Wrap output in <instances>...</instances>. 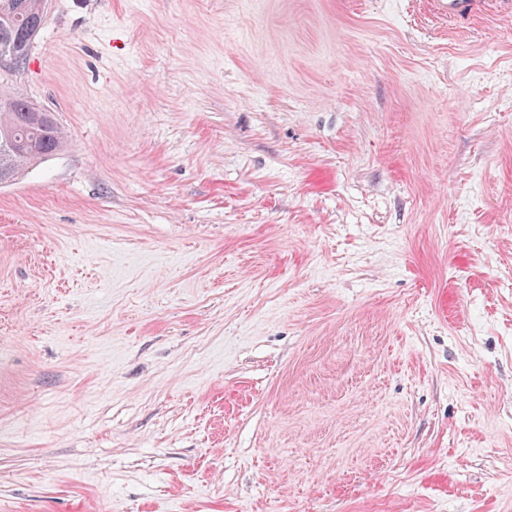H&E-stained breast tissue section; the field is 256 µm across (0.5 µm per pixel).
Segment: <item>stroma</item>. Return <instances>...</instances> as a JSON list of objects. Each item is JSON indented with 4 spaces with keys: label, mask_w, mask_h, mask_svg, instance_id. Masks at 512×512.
<instances>
[{
    "label": "stroma",
    "mask_w": 512,
    "mask_h": 512,
    "mask_svg": "<svg viewBox=\"0 0 512 512\" xmlns=\"http://www.w3.org/2000/svg\"><path fill=\"white\" fill-rule=\"evenodd\" d=\"M10 92L0 512H512V15L46 0ZM38 112L40 118L34 117ZM9 130L12 137L24 141V148L5 152L0 139V184L14 181L24 167L44 160L63 146V137L56 118L51 112L37 109L23 95L16 94L0 97V135L1 130Z\"/></svg>",
    "instance_id": "obj_1"
}]
</instances>
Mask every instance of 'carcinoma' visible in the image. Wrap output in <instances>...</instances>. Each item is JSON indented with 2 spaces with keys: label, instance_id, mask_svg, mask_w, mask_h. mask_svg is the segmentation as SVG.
Here are the masks:
<instances>
[{
  "label": "carcinoma",
  "instance_id": "1",
  "mask_svg": "<svg viewBox=\"0 0 512 512\" xmlns=\"http://www.w3.org/2000/svg\"><path fill=\"white\" fill-rule=\"evenodd\" d=\"M44 16V0H0V48L8 45L15 51L18 64L26 61L32 39L25 33L29 19ZM26 99L16 94L0 97V131L6 129L12 137L26 144L8 152L0 148V184L18 178L24 167L44 160L63 146V137L54 115L38 112Z\"/></svg>",
  "mask_w": 512,
  "mask_h": 512
}]
</instances>
